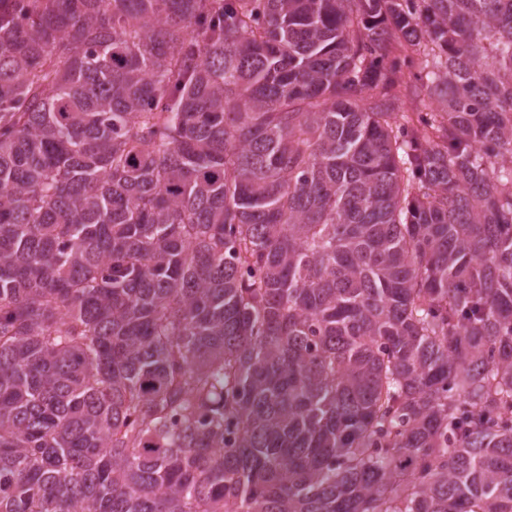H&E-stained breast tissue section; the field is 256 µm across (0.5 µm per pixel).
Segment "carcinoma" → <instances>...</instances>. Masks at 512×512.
<instances>
[{
  "instance_id": "obj_1",
  "label": "carcinoma",
  "mask_w": 512,
  "mask_h": 512,
  "mask_svg": "<svg viewBox=\"0 0 512 512\" xmlns=\"http://www.w3.org/2000/svg\"><path fill=\"white\" fill-rule=\"evenodd\" d=\"M11 2L0 512H512V0Z\"/></svg>"
}]
</instances>
